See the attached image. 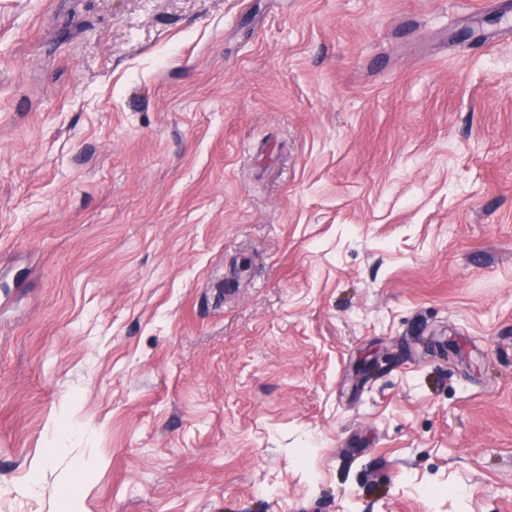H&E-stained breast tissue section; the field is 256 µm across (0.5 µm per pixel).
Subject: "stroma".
<instances>
[{
  "mask_svg": "<svg viewBox=\"0 0 512 512\" xmlns=\"http://www.w3.org/2000/svg\"><path fill=\"white\" fill-rule=\"evenodd\" d=\"M0 512H512V0H0Z\"/></svg>",
  "mask_w": 512,
  "mask_h": 512,
  "instance_id": "1",
  "label": "stroma"
}]
</instances>
